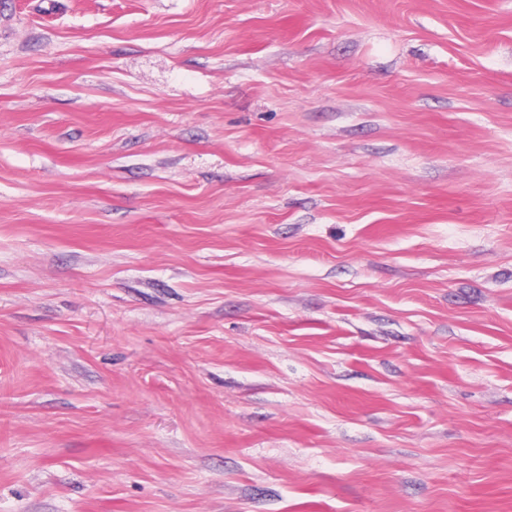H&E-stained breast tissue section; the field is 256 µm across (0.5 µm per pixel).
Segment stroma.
<instances>
[{
    "label": "stroma",
    "instance_id": "obj_1",
    "mask_svg": "<svg viewBox=\"0 0 512 512\" xmlns=\"http://www.w3.org/2000/svg\"><path fill=\"white\" fill-rule=\"evenodd\" d=\"M0 512H512V0H0Z\"/></svg>",
    "mask_w": 512,
    "mask_h": 512
}]
</instances>
